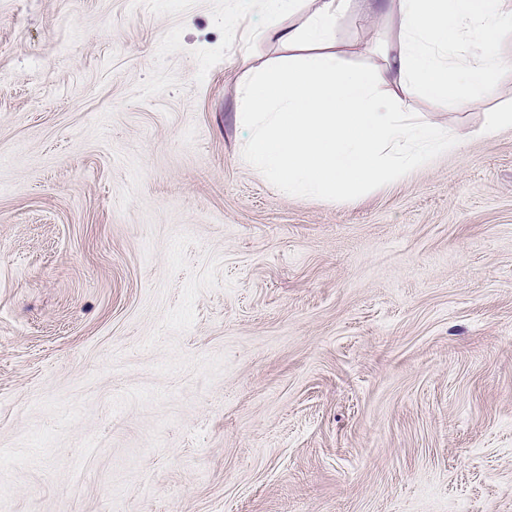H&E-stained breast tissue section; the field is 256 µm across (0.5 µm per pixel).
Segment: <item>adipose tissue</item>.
<instances>
[{
    "label": "adipose tissue",
    "instance_id": "ef3b65f1",
    "mask_svg": "<svg viewBox=\"0 0 512 512\" xmlns=\"http://www.w3.org/2000/svg\"><path fill=\"white\" fill-rule=\"evenodd\" d=\"M266 25L241 36L247 57L276 42L279 57L252 68L236 118L250 135L243 161L285 194L344 199L460 152L461 136L418 120L413 92L466 109L489 98L512 67L498 37L512 31V0H254ZM396 12L398 51L382 66L349 65L336 25L351 12Z\"/></svg>",
    "mask_w": 512,
    "mask_h": 512
}]
</instances>
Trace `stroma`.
Returning a JSON list of instances; mask_svg holds the SVG:
<instances>
[{
  "label": "stroma",
  "instance_id": "stroma-1",
  "mask_svg": "<svg viewBox=\"0 0 512 512\" xmlns=\"http://www.w3.org/2000/svg\"><path fill=\"white\" fill-rule=\"evenodd\" d=\"M228 17L0 0V512H512V70L411 96L461 152L305 200L240 157Z\"/></svg>",
  "mask_w": 512,
  "mask_h": 512
}]
</instances>
